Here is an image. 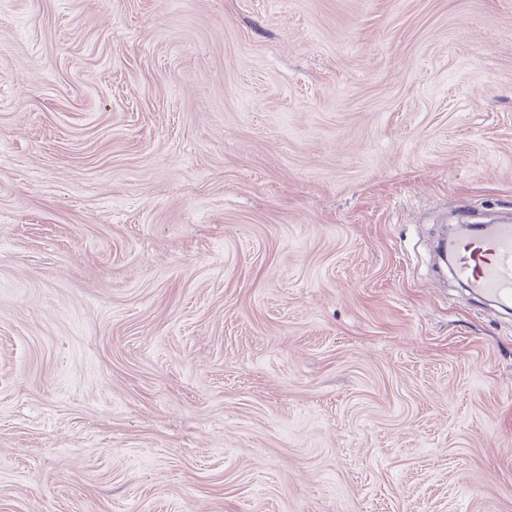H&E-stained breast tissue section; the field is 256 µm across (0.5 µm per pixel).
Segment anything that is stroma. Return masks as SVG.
Segmentation results:
<instances>
[{"mask_svg": "<svg viewBox=\"0 0 512 512\" xmlns=\"http://www.w3.org/2000/svg\"><path fill=\"white\" fill-rule=\"evenodd\" d=\"M512 0H0V512H512ZM470 205L458 212L451 252L455 256V273L477 295L499 303H512V220L481 224L471 229Z\"/></svg>", "mask_w": 512, "mask_h": 512, "instance_id": "35a3bbf8", "label": "stroma"}]
</instances>
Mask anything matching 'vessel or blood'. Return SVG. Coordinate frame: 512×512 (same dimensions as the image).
I'll return each mask as SVG.
<instances>
[{"label":"vessel or blood","instance_id":"b4317fda","mask_svg":"<svg viewBox=\"0 0 512 512\" xmlns=\"http://www.w3.org/2000/svg\"><path fill=\"white\" fill-rule=\"evenodd\" d=\"M470 205L457 214L451 241L455 273L477 295L508 305L512 303V220L471 228Z\"/></svg>","mask_w":512,"mask_h":512}]
</instances>
